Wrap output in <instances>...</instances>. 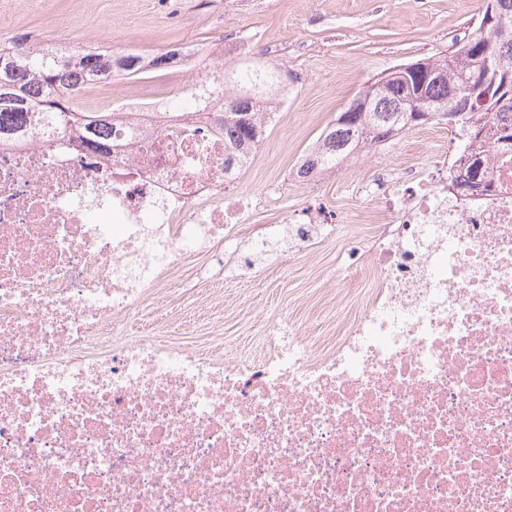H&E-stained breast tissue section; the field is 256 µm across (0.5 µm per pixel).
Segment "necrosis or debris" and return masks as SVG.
<instances>
[{
  "mask_svg": "<svg viewBox=\"0 0 512 512\" xmlns=\"http://www.w3.org/2000/svg\"><path fill=\"white\" fill-rule=\"evenodd\" d=\"M202 56L147 99L112 84L101 148L41 112L0 140V512H512L510 139L365 187L385 222L333 341L268 322L246 362L128 335L198 247L245 263L269 202L232 193Z\"/></svg>",
  "mask_w": 512,
  "mask_h": 512,
  "instance_id": "1",
  "label": "necrosis or debris"
}]
</instances>
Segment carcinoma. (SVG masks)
<instances>
[{
	"mask_svg": "<svg viewBox=\"0 0 512 512\" xmlns=\"http://www.w3.org/2000/svg\"><path fill=\"white\" fill-rule=\"evenodd\" d=\"M483 19L456 38L451 50L416 60L421 71L402 79L392 72L359 92L355 102L363 109L344 111L317 139L299 172L338 166L365 148L380 145L412 127L444 123L467 139L484 136V128L499 112L512 113V0H491ZM149 60L153 71L175 63L166 52L144 58L136 53H116L97 46L71 53L50 41L18 38L0 47V135L24 119L30 110L53 112L86 129L108 128L110 121L92 112H80L73 100L82 90L81 79H119L140 70ZM277 68L267 60L245 59L224 67V147L243 161L263 142L271 113L256 112L258 99L279 92ZM67 85L71 97L54 94ZM469 106L457 114L449 111L461 99Z\"/></svg>",
	"mask_w": 512,
	"mask_h": 512,
	"instance_id": "cac0c4a2",
	"label": "carcinoma"
}]
</instances>
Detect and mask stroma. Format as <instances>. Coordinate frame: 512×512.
<instances>
[{
  "label": "stroma",
  "mask_w": 512,
  "mask_h": 512,
  "mask_svg": "<svg viewBox=\"0 0 512 512\" xmlns=\"http://www.w3.org/2000/svg\"><path fill=\"white\" fill-rule=\"evenodd\" d=\"M470 0H51L49 12L31 0H0V30L32 40H57L68 27L72 45L93 41L122 52L154 54L187 45L243 42V52L272 61L288 82V104L269 128L237 186L258 195L278 182L276 208L255 223L283 222L321 204L337 222L324 241L301 252L287 245L256 255L253 266L219 270L202 248L176 277L160 305H147L128 325L138 336L152 327L188 349L223 343L252 349L266 320L282 317L317 336L338 330V314L361 305L365 277L345 253L356 235L373 232L383 215L362 194L392 167L421 166L436 146L456 150L444 124H425L351 159L317 182L292 181L301 156L358 93L388 69L447 49L474 25ZM223 286L212 292L215 274Z\"/></svg>",
  "instance_id": "35a3bbf8"
}]
</instances>
